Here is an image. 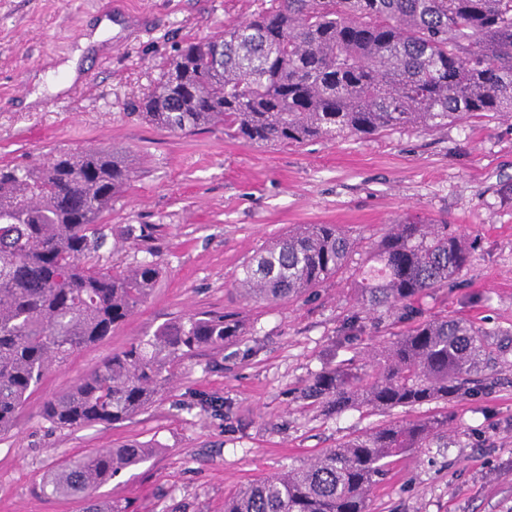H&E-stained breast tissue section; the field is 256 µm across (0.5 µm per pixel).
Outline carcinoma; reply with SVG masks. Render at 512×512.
Returning <instances> with one entry per match:
<instances>
[{"label":"carcinoma","instance_id":"1","mask_svg":"<svg viewBox=\"0 0 512 512\" xmlns=\"http://www.w3.org/2000/svg\"><path fill=\"white\" fill-rule=\"evenodd\" d=\"M248 20L190 41L134 104L172 133L221 129L248 145L434 131L479 112L512 114V0H269ZM132 171L115 149L59 152L32 167L0 164V435L12 430L46 374L128 322L154 290V261L102 272L103 214ZM356 250L337 224H299L256 250L234 279L247 302L294 300L335 278ZM466 235L398 219L356 271L360 313L407 328L371 348L368 368L330 369L304 397L331 414L448 402L471 391L498 354L463 317L419 319L421 297L468 265ZM236 318L196 313L158 327L46 397L55 428L121 423L156 400L173 364L240 335ZM448 447V416L399 420L239 487L224 512H365L390 459ZM152 449L137 444L64 461L42 482L52 497H83L87 512H122L93 491Z\"/></svg>","mask_w":512,"mask_h":512}]
</instances>
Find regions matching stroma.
<instances>
[{
  "label": "stroma",
  "instance_id": "35a3bbf8",
  "mask_svg": "<svg viewBox=\"0 0 512 512\" xmlns=\"http://www.w3.org/2000/svg\"><path fill=\"white\" fill-rule=\"evenodd\" d=\"M264 0H0V163L30 166L60 151L113 147L133 177L103 221L94 263L117 270L157 260L151 297L105 340L52 368L0 435V512H85L79 499L39 488L72 456L136 441L151 456L98 488L125 512H224L239 486L404 418L448 414V445L395 458L366 512H512V118L478 115L425 132L412 128L259 148L203 130L175 134L134 114L177 49L264 8ZM106 40L83 46L102 19ZM77 61L61 93L48 72ZM448 224L474 241L456 285L423 298L427 318L460 316L505 344L497 383L409 410L353 409L329 416L302 393L327 368H359L368 347L392 339L391 319L358 311L352 274L387 224L405 217ZM149 224L148 241L129 238ZM296 224H337L357 240L347 270L292 301L247 303L232 282L241 263ZM237 315L242 333L175 362L159 399L126 422L52 427L43 398L70 389L112 352L193 313Z\"/></svg>",
  "mask_w": 512,
  "mask_h": 512
}]
</instances>
